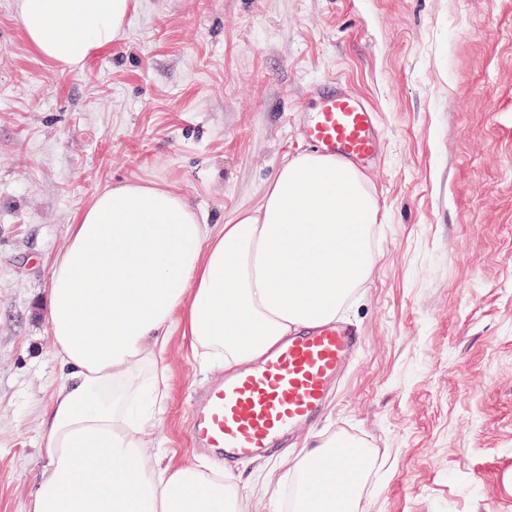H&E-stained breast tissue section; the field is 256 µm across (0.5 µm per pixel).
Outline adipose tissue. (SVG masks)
I'll use <instances>...</instances> for the list:
<instances>
[{
    "instance_id": "obj_1",
    "label": "adipose tissue",
    "mask_w": 512,
    "mask_h": 512,
    "mask_svg": "<svg viewBox=\"0 0 512 512\" xmlns=\"http://www.w3.org/2000/svg\"><path fill=\"white\" fill-rule=\"evenodd\" d=\"M137 0H15L32 48L63 69L110 48ZM379 205L365 173L316 153L284 163L259 204L202 223L176 189L130 182L97 195L50 269L49 331L63 379L43 409L44 467L25 512H265L206 463L150 453L171 395L169 351L232 372L282 340L335 322L374 266ZM283 464L299 512H357L367 467Z\"/></svg>"
}]
</instances>
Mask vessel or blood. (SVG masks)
Wrapping results in <instances>:
<instances>
[{"label": "vessel or blood", "mask_w": 512, "mask_h": 512, "mask_svg": "<svg viewBox=\"0 0 512 512\" xmlns=\"http://www.w3.org/2000/svg\"><path fill=\"white\" fill-rule=\"evenodd\" d=\"M305 135L318 152L361 165L381 143L375 110L341 79L322 80L302 107ZM363 339L333 323L293 337L257 364L210 386L198 401L193 451L222 457L225 468L287 447L301 424L325 408L351 352Z\"/></svg>", "instance_id": "1"}]
</instances>
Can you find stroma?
Here are the masks:
<instances>
[{
    "label": "stroma",
    "instance_id": "1",
    "mask_svg": "<svg viewBox=\"0 0 512 512\" xmlns=\"http://www.w3.org/2000/svg\"><path fill=\"white\" fill-rule=\"evenodd\" d=\"M325 76L379 115L376 262L345 319L364 346L288 448L361 441L360 512H512V0H139L74 70L0 0V512L43 467L49 271L75 214L134 181L206 224L258 205L307 152L297 108ZM170 363L161 451L187 464L224 374L178 338Z\"/></svg>",
    "mask_w": 512,
    "mask_h": 512
}]
</instances>
